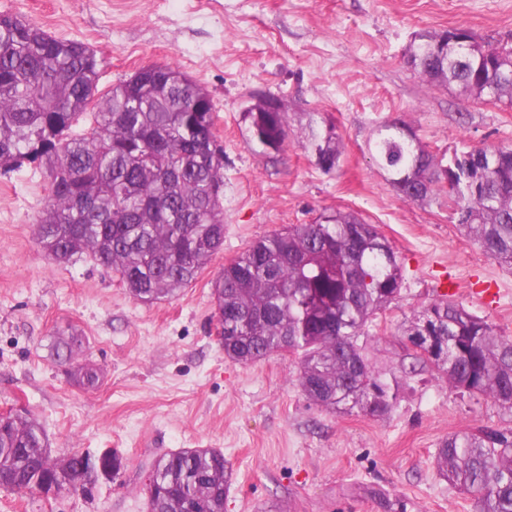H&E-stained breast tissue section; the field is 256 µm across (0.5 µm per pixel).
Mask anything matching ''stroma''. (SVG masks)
Masks as SVG:
<instances>
[{
    "label": "stroma",
    "instance_id": "stroma-1",
    "mask_svg": "<svg viewBox=\"0 0 512 512\" xmlns=\"http://www.w3.org/2000/svg\"><path fill=\"white\" fill-rule=\"evenodd\" d=\"M0 12L94 49L103 93L142 66L177 67L211 94L224 153V245L195 283L154 303L91 260H50L35 236L49 193L42 167L0 170V413L34 416L54 458L123 461L89 495L0 489V512H148L147 475L185 448L223 452L224 512H476L439 475L437 448L455 431L512 428V410L413 367L398 328L453 281L457 300L512 338V265L461 234L447 195L403 200L369 146L397 118L439 155L512 148V101L429 85L407 63L424 30L512 40V0H0ZM259 92L282 100L294 129L335 124V171L293 144L268 158L242 120ZM339 210L376 225L404 267L401 298L373 330L376 364L408 369L382 418L326 411L298 388L294 357L235 363L215 335L211 284L225 263ZM71 334L103 375L95 387L75 384L56 357Z\"/></svg>",
    "mask_w": 512,
    "mask_h": 512
}]
</instances>
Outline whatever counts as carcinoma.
I'll list each match as a JSON object with an SVG mask.
<instances>
[{
    "label": "carcinoma",
    "mask_w": 512,
    "mask_h": 512,
    "mask_svg": "<svg viewBox=\"0 0 512 512\" xmlns=\"http://www.w3.org/2000/svg\"><path fill=\"white\" fill-rule=\"evenodd\" d=\"M408 63L427 81L456 85L475 99L512 101V46L475 43L464 66L433 47L443 32H422ZM101 60L80 40L50 35L0 13V170L30 158L41 162L50 191L36 240L46 256L67 264L85 257L118 272L144 303L192 285L224 243V156L216 140L210 93L178 68H140L96 97ZM91 113L93 126L72 133ZM252 140L277 160L290 140L287 110L256 103L243 113ZM401 120L384 123L371 151L384 168L406 175L396 188L408 201L448 189L464 234L487 254L512 263V149L473 148L447 159L407 136ZM296 143L325 172L336 169L342 139L331 122L308 125ZM402 264L373 224L337 211L251 243L224 265L212 285L214 316L224 325V354L248 364L268 355H298L297 382L313 404L339 414L390 413L399 380L377 372L367 328L398 301ZM407 350L430 341L434 369L454 389L512 409V339L499 336L462 303L439 298L402 326ZM62 360L84 386L97 371L78 362L80 340L59 342ZM440 475L477 499L479 512H512V429L448 435L436 452ZM146 487L150 512H224L232 473L224 454L187 448L160 460ZM49 479L85 492L95 483L80 453L51 458L36 419H0V488L33 492Z\"/></svg>",
    "instance_id": "carcinoma-1"
}]
</instances>
